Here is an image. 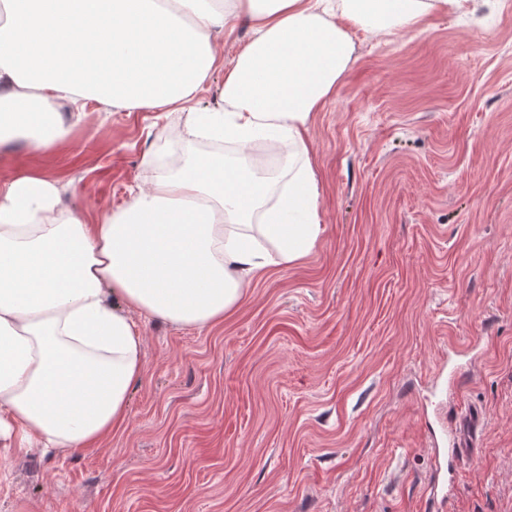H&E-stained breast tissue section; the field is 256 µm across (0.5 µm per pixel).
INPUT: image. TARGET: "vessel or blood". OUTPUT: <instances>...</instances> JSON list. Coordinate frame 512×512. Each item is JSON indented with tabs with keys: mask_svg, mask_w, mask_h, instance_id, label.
I'll use <instances>...</instances> for the list:
<instances>
[{
	"mask_svg": "<svg viewBox=\"0 0 512 512\" xmlns=\"http://www.w3.org/2000/svg\"><path fill=\"white\" fill-rule=\"evenodd\" d=\"M481 416L470 411L462 416L450 437L434 444V469L436 477L429 484L427 493L430 501L438 506L447 503L451 494L454 477L461 461L468 459L477 438Z\"/></svg>",
	"mask_w": 512,
	"mask_h": 512,
	"instance_id": "obj_1",
	"label": "vessel or blood"
}]
</instances>
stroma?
<instances>
[{
  "instance_id": "obj_1",
  "label": "stroma",
  "mask_w": 512,
  "mask_h": 512,
  "mask_svg": "<svg viewBox=\"0 0 512 512\" xmlns=\"http://www.w3.org/2000/svg\"><path fill=\"white\" fill-rule=\"evenodd\" d=\"M356 61L307 139L322 232L253 279L223 322L140 318L128 426L98 447L0 454V512H433L428 437L485 429L444 512H512V0H463L418 30L352 32ZM0 178L67 183L96 223L206 142L102 112ZM460 389L439 391L443 369Z\"/></svg>"
}]
</instances>
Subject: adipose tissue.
Returning <instances> with one entry per match:
<instances>
[{
  "label": "adipose tissue",
  "mask_w": 512,
  "mask_h": 512,
  "mask_svg": "<svg viewBox=\"0 0 512 512\" xmlns=\"http://www.w3.org/2000/svg\"><path fill=\"white\" fill-rule=\"evenodd\" d=\"M460 2L0 0V144L53 151L92 100L181 113L178 140L216 146L156 165L94 224L50 176L0 181V449L96 447L129 420L144 369L137 316L206 328L257 273L309 254L321 224L306 132L354 61L352 30L408 33ZM243 16L252 35L223 64L216 40ZM219 66L224 105L199 110ZM262 136L302 161L286 188L253 159Z\"/></svg>",
  "instance_id": "ef3b65f1"
}]
</instances>
